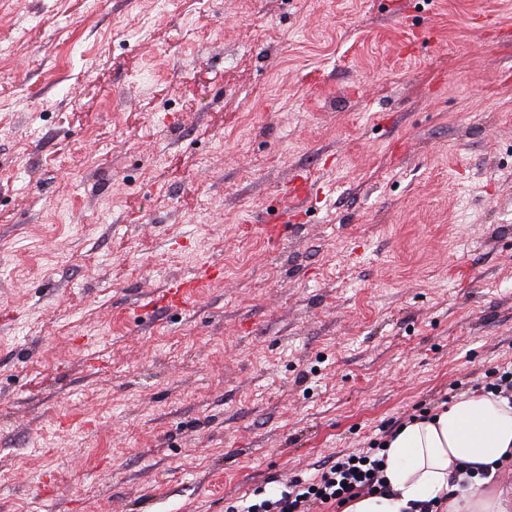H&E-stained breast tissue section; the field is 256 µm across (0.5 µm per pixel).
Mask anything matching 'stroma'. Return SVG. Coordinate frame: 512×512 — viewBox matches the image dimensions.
<instances>
[{
  "label": "stroma",
  "instance_id": "35a3bbf8",
  "mask_svg": "<svg viewBox=\"0 0 512 512\" xmlns=\"http://www.w3.org/2000/svg\"><path fill=\"white\" fill-rule=\"evenodd\" d=\"M478 15L512 0H0V512H225L512 360ZM217 270L212 266H206L195 273L192 277L178 278L172 281L167 288H164L160 297L170 307H180L191 298L199 288L216 279Z\"/></svg>",
  "mask_w": 512,
  "mask_h": 512
}]
</instances>
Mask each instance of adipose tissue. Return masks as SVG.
Instances as JSON below:
<instances>
[{
  "label": "adipose tissue",
  "instance_id": "ef3b65f1",
  "mask_svg": "<svg viewBox=\"0 0 512 512\" xmlns=\"http://www.w3.org/2000/svg\"><path fill=\"white\" fill-rule=\"evenodd\" d=\"M511 457L512 403L490 394H464L432 418L414 420L389 437L387 492L358 496L344 512H412L416 504L435 499L444 512H503L483 475ZM463 467L475 477L465 494L456 482Z\"/></svg>",
  "mask_w": 512,
  "mask_h": 512
}]
</instances>
